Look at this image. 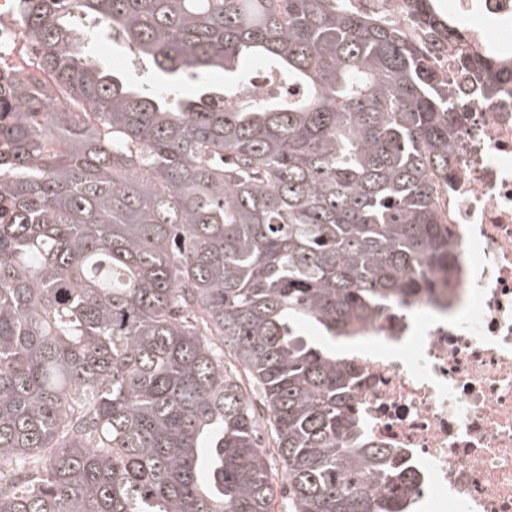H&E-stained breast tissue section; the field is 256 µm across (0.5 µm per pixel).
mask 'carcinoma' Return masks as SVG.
Masks as SVG:
<instances>
[{
    "instance_id": "1",
    "label": "carcinoma",
    "mask_w": 512,
    "mask_h": 512,
    "mask_svg": "<svg viewBox=\"0 0 512 512\" xmlns=\"http://www.w3.org/2000/svg\"><path fill=\"white\" fill-rule=\"evenodd\" d=\"M36 72L0 98V512H414L408 453L352 411L333 343L448 271L437 42L343 0H20ZM79 13L171 77L84 51ZM288 85L249 99L246 61ZM224 88L180 95L181 76ZM317 328L327 342L307 339Z\"/></svg>"
}]
</instances>
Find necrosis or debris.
Here are the masks:
<instances>
[{
  "label": "necrosis or debris",
  "mask_w": 512,
  "mask_h": 512,
  "mask_svg": "<svg viewBox=\"0 0 512 512\" xmlns=\"http://www.w3.org/2000/svg\"><path fill=\"white\" fill-rule=\"evenodd\" d=\"M464 34L438 53L459 115L454 254L432 303L373 313L348 358L367 431L406 449L428 512H512V78L484 95L465 61L512 43V0H448ZM34 66L14 0H0V77Z\"/></svg>",
  "instance_id": "obj_1"
}]
</instances>
